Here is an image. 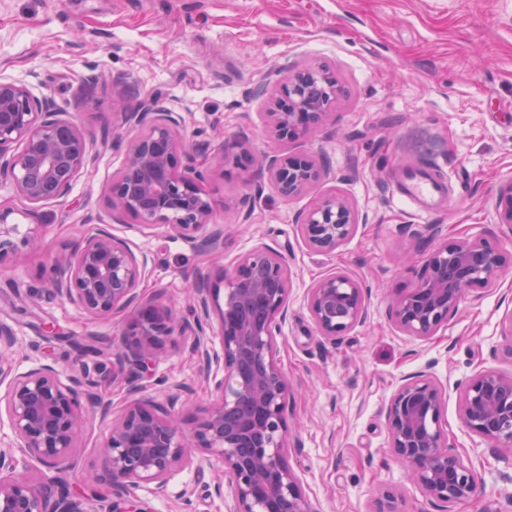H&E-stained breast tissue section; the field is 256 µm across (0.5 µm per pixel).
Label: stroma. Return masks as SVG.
Instances as JSON below:
<instances>
[{"instance_id":"1","label":"stroma","mask_w":512,"mask_h":512,"mask_svg":"<svg viewBox=\"0 0 512 512\" xmlns=\"http://www.w3.org/2000/svg\"><path fill=\"white\" fill-rule=\"evenodd\" d=\"M313 63L330 69L342 95L306 136L272 143L270 104L248 89ZM117 73L130 91L112 83ZM1 78L72 113L94 158L70 197L45 205L37 221L0 178V202L13 207L18 236L41 238L39 247L0 261V325L16 338L13 371L48 364L65 377L83 363L112 367L123 314L95 319L44 294L54 258L78 243L85 216L148 255L141 294L160 295L186 315L187 280L217 279L264 246L288 264L277 360L293 387L290 426L300 440L290 463L316 512H373L386 488L402 491L403 512H496L512 495V457L476 446L461 424L458 389L483 367L512 375V358L503 353L512 271L476 290L430 339L399 331L389 313L392 298L416 280L408 255L420 259L430 248L411 241L410 225L436 224L448 238L479 235L512 250V228L494 214L499 186L512 179V0H0ZM149 96L184 117L182 133L191 141L216 149L245 137L258 150L310 155L329 175L287 198L252 169L212 168L205 187L217 202L213 221L224 227L216 254L160 229L140 230L133 217H113L101 188L124 165L123 113ZM433 165L448 190L426 213L402 197L400 183ZM330 193L347 197L370 221L324 255L306 247L296 217ZM332 272L357 279L366 304L365 321L335 344L319 335L306 298ZM190 344L187 336L167 344L136 391L114 384L113 409L134 399L161 401L181 387L204 409L209 394ZM420 371L446 388L442 426L481 482L474 500L449 510L407 481L389 448L384 408L400 380ZM106 431L99 414L89 415L71 491L96 489ZM222 475L200 452L195 467L175 471L164 489L143 485L130 498L146 512H226L219 499L185 494L197 480Z\"/></svg>"}]
</instances>
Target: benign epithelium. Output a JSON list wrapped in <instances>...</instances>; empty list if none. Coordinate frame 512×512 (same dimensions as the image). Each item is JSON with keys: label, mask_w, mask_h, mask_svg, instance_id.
<instances>
[{"label": "benign epithelium", "mask_w": 512, "mask_h": 512, "mask_svg": "<svg viewBox=\"0 0 512 512\" xmlns=\"http://www.w3.org/2000/svg\"><path fill=\"white\" fill-rule=\"evenodd\" d=\"M254 94L272 103L267 118L274 138L291 141L325 120L340 88L329 68L313 63L273 85L258 84ZM124 122L144 132L127 141L124 165L104 188L112 213L132 216L143 229L163 227L170 237L199 240L213 252L224 248V228L212 223L215 201L204 188L212 167L244 158L257 166L256 175L269 174L288 198L327 176L308 155L256 156L246 139L232 153L221 148L213 155L194 147L179 133L184 118L155 97L124 113ZM92 161L85 134L69 113L26 85L0 81V177L11 179L28 216L65 200ZM11 214L0 207V258L39 244L37 236L12 238ZM495 214L497 223L512 227V180L499 187ZM364 220L348 198L334 194L300 213L297 226L309 249L331 254ZM411 237L431 248L413 288L391 306L394 325L409 336L436 335L471 292L512 270V250L486 237L448 240L437 224H418ZM148 274L146 256L99 226L50 267L47 297L96 318L126 314L110 378L85 365L67 378L50 366L13 376L6 360L14 335L0 326V383L8 381L0 393V417H7L17 439V446L0 450V512H112L137 486L164 488L177 468L192 463L193 442L224 467V479L204 489L222 500L229 486L231 512H315L290 464L291 386L275 360L277 335L288 317L285 258L259 247L241 255L215 282L194 277L187 285L195 303L191 320L158 295L140 299L138 288ZM307 303L320 335L333 343L366 318L363 288L345 274L319 278ZM214 318L215 337L208 334ZM174 336L192 337V356L211 384L210 405L191 431L179 423L189 403L179 394L164 402L129 403L112 414V401L104 395L108 380L134 383ZM83 397L102 417H112L102 445L104 491L90 498L65 489L85 421ZM444 407L443 386L421 373L401 380L385 420L391 454L410 481L431 502L452 507L478 495L479 478L472 463L448 445L441 426ZM460 419L471 434L495 444L492 452L512 455V376L493 368L472 375L461 387ZM19 455L49 473L33 478L17 472Z\"/></svg>", "instance_id": "benign-epithelium-1"}]
</instances>
